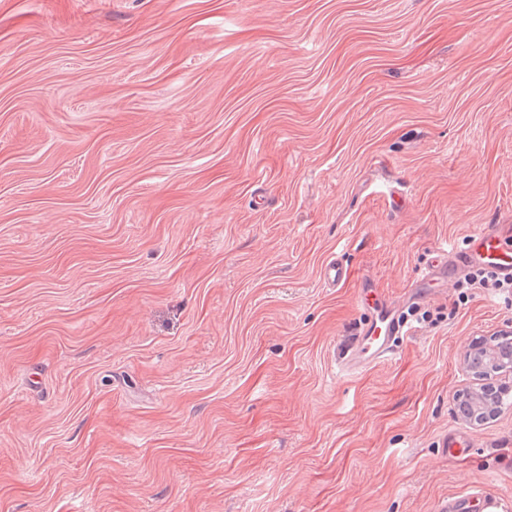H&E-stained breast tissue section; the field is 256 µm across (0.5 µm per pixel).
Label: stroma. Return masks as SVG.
I'll return each mask as SVG.
<instances>
[{"label": "stroma", "mask_w": 512, "mask_h": 512, "mask_svg": "<svg viewBox=\"0 0 512 512\" xmlns=\"http://www.w3.org/2000/svg\"><path fill=\"white\" fill-rule=\"evenodd\" d=\"M488 224L512 0H0V512L512 498V404L456 414L512 293L437 284L393 360L336 362L362 279L404 304Z\"/></svg>", "instance_id": "obj_1"}]
</instances>
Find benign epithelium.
Returning a JSON list of instances; mask_svg holds the SVG:
<instances>
[{"label":"benign epithelium","instance_id":"1","mask_svg":"<svg viewBox=\"0 0 512 512\" xmlns=\"http://www.w3.org/2000/svg\"><path fill=\"white\" fill-rule=\"evenodd\" d=\"M512 336L505 334L494 339H477L471 342L465 353L476 387L464 392L461 398L470 406L469 421L479 424L495 413L497 401L512 394V387L497 383V377L512 375Z\"/></svg>","mask_w":512,"mask_h":512}]
</instances>
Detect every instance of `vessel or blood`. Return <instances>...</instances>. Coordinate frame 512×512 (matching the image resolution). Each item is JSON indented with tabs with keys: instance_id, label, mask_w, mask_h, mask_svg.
I'll list each match as a JSON object with an SVG mask.
<instances>
[{
	"instance_id": "obj_1",
	"label": "vessel or blood",
	"mask_w": 512,
	"mask_h": 512,
	"mask_svg": "<svg viewBox=\"0 0 512 512\" xmlns=\"http://www.w3.org/2000/svg\"><path fill=\"white\" fill-rule=\"evenodd\" d=\"M476 266L486 267L500 278L512 281V254L506 251L505 239L497 225L484 226L472 236L467 248L452 245L441 248L411 289V300L424 301L432 295L436 283L453 281ZM359 304L365 320L338 356V366L346 373L393 359L398 339L409 333L400 317L399 306L383 298L374 280L367 278L360 283Z\"/></svg>"
}]
</instances>
